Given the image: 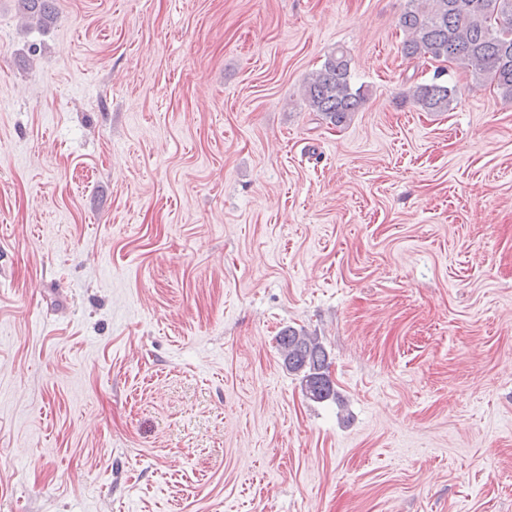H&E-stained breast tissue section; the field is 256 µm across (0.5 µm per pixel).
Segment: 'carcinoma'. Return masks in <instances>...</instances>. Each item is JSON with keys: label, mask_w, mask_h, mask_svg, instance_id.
<instances>
[{"label": "carcinoma", "mask_w": 512, "mask_h": 512, "mask_svg": "<svg viewBox=\"0 0 512 512\" xmlns=\"http://www.w3.org/2000/svg\"><path fill=\"white\" fill-rule=\"evenodd\" d=\"M52 2L22 0L44 23L52 17ZM400 26L407 34L404 56L456 63L512 100V0H407ZM368 93L354 84L351 59L340 48L326 56L304 87L310 110L337 127L363 106ZM455 95V87L433 80L414 86L409 99L425 112H446ZM278 345L304 396L314 402L335 396L328 354L316 337L289 328L278 336Z\"/></svg>", "instance_id": "carcinoma-1"}]
</instances>
